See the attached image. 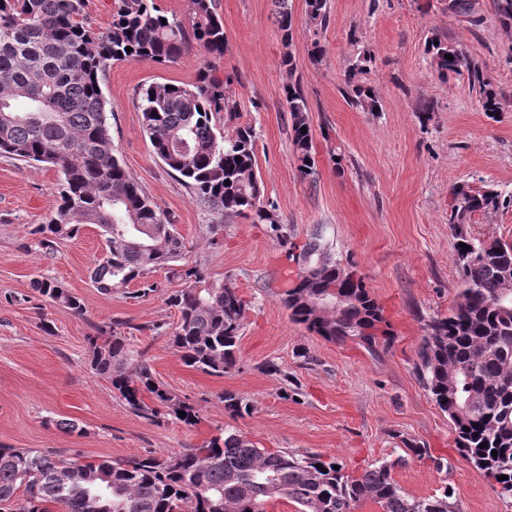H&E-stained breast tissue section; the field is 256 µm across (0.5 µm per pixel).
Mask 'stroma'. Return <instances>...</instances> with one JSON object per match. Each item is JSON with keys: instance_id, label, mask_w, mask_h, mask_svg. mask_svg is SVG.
<instances>
[{"instance_id": "stroma-1", "label": "stroma", "mask_w": 512, "mask_h": 512, "mask_svg": "<svg viewBox=\"0 0 512 512\" xmlns=\"http://www.w3.org/2000/svg\"><path fill=\"white\" fill-rule=\"evenodd\" d=\"M216 3L228 40L217 74L231 79L236 124L256 130L266 197L298 241L325 225L337 259L363 277L395 339L374 356L358 340L330 342L291 321L265 225L236 218L217 245H205L210 216L156 158L136 105L144 85L193 81L201 60L191 52L168 65L117 62L103 85L115 153L176 224L189 260L212 279L233 276L249 302L240 361L221 377L187 367L167 336L145 330L176 324L179 313L165 294L130 298L94 288L89 270L103 248L94 226L54 253L39 250L31 230L56 207L60 174L0 156V447L37 448L66 461H126L197 447L230 430L261 448L335 457L357 476L403 455L412 442L427 453L393 469L405 492L450 491L459 512H512V499L459 455L448 415L416 369L425 323L447 314L459 286L448 226L452 186L480 179L512 193V26L499 22L496 0H473L476 26L450 13L448 0H330L328 27L316 35L306 25L305 0H291L294 32L286 48L271 0ZM434 35L468 50L510 108L489 118L467 79L440 80L425 53ZM316 40L326 48L319 65L309 57ZM287 50L296 61L291 75L280 65ZM366 51L374 57L367 81L379 99L375 112L345 96V71ZM290 79L310 109L317 172L307 179L297 170L283 96ZM425 102L435 107L427 119L419 111ZM332 148L344 156L343 173L329 160ZM42 276L80 297L83 314L42 302L32 287ZM113 319L128 323V345L145 352L157 382L194 406L196 425L169 418L150 424L93 374L86 338ZM269 360L281 375L262 371ZM226 391L246 398L251 414L230 417L220 401ZM65 419L78 431L61 429Z\"/></svg>"}]
</instances>
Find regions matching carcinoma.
I'll return each mask as SVG.
<instances>
[{
    "label": "carcinoma",
    "instance_id": "carcinoma-1",
    "mask_svg": "<svg viewBox=\"0 0 512 512\" xmlns=\"http://www.w3.org/2000/svg\"><path fill=\"white\" fill-rule=\"evenodd\" d=\"M273 3L287 48L281 66L291 72L292 9L289 0ZM84 6L85 0H0V154L49 165L63 176L58 205L31 231L38 247L51 253L58 242L96 226L105 250L90 279L103 294L134 281L143 289L131 297L156 292L158 285L144 279L168 270L181 282L167 298L178 321L172 329L155 322L139 330L169 336L184 363L205 374L222 377L235 370L249 304L232 276L212 281L186 261L184 237L114 155L102 90L114 62L167 65L194 51L202 61L196 80L149 84L138 93V108L156 156L220 219L208 226L204 240L217 244L224 218L266 225L284 275L292 276L282 302L294 323L327 341L357 339L372 352L388 342L383 309L363 279L336 259L324 228L301 246L291 241L288 225L264 196L255 129L240 125L227 133L221 125L219 115L235 118L238 105L227 82L215 75L227 51L215 0H187L184 20L167 15L155 0H113L112 25L100 32L85 26ZM305 6L307 26L325 29L329 0H305ZM425 52L440 79L467 75L483 111H503L501 97L469 52L434 37ZM372 63L365 52L346 75L347 99L368 112L378 111L377 97L364 81ZM283 92L297 169L308 178L315 174L308 102L297 83L288 82ZM509 207L512 194L484 184L453 186L448 224L461 288L448 315L432 319L436 333L423 337L418 352L420 378L448 414L461 456L495 479L505 497H512V242L474 238L457 226L477 212ZM33 288L44 300L83 314L81 299L61 283L36 279ZM125 327L113 320L87 337L93 373L137 416L157 423L168 415L195 425V408L160 386L145 359L133 358ZM220 400L232 416L251 412L234 392ZM404 462H378L353 477L342 465L333 469L334 459L258 448L235 432L197 448L127 462L81 463L31 448H0V512H52L53 506L58 512H267L275 500L294 502L297 512H355L368 500L381 512H457L446 489L428 497L406 495L392 477L395 464ZM65 466L74 474L61 483L55 473ZM503 475L507 479L499 480Z\"/></svg>",
    "mask_w": 512,
    "mask_h": 512
}]
</instances>
